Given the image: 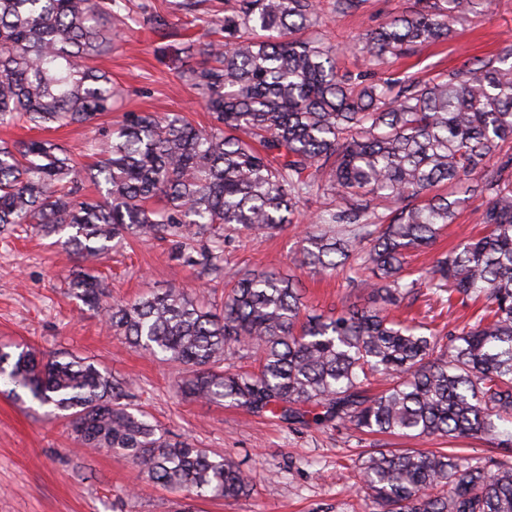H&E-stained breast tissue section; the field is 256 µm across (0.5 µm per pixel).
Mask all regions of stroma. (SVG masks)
Returning <instances> with one entry per match:
<instances>
[{
  "instance_id": "1",
  "label": "stroma",
  "mask_w": 512,
  "mask_h": 512,
  "mask_svg": "<svg viewBox=\"0 0 512 512\" xmlns=\"http://www.w3.org/2000/svg\"><path fill=\"white\" fill-rule=\"evenodd\" d=\"M180 3L127 0L129 17L119 26L110 53L94 61L122 93L117 111L99 119L103 130H110L125 111L161 116L178 112L192 123L209 124L202 100L181 77L188 63L183 47L188 38L209 35L215 16L224 12V0H200L192 12L182 10ZM414 3L365 0L357 12L340 14L335 0H319L318 22L311 32L336 45L342 68L369 82L405 71L430 79L491 57L512 42V0H491L487 8L456 24L447 41L379 62L351 54L360 35ZM92 137L90 128L80 124L50 130L0 125V140L51 139L69 147L84 177L95 161L88 148ZM324 207V198L313 196L302 206L297 223L275 235L239 234L224 246L225 275L254 269L298 275L305 303L319 313L361 299L360 286L344 275L312 274L295 262L301 231ZM480 210V199H471L436 244L413 257V266L428 265L477 232ZM173 252L167 239H135L117 247L99 267L113 299L130 301L173 283L194 296L220 299L222 286L201 275L198 267L175 259ZM77 263L76 256L30 230L0 234V343H28L78 356L131 382L135 403L152 422L171 435L190 437L198 447L234 458L252 490L239 500L224 501L141 483L136 462L105 451L90 453L65 421L50 416L48 407L0 393V512H179L186 505L193 512H369L358 474L369 452L428 448L425 439L366 434L333 424L302 426L182 400L172 388L178 372L174 364L130 348L107 332L96 311L68 295L59 275ZM471 314L464 306L441 313L424 288L410 309L398 311L399 317H414L434 331L461 329Z\"/></svg>"
}]
</instances>
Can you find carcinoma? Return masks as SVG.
I'll use <instances>...</instances> for the list:
<instances>
[{"mask_svg": "<svg viewBox=\"0 0 512 512\" xmlns=\"http://www.w3.org/2000/svg\"><path fill=\"white\" fill-rule=\"evenodd\" d=\"M354 45L364 58L444 40L488 0H418ZM123 0H0V125L52 129L112 112V80L89 65L112 46ZM318 0H224V40L184 47L183 70L208 127L178 113L126 112L80 194L73 153L46 139L0 146V233L29 224L83 261L129 238L171 237L175 255L221 277L208 245L296 222L306 195L340 202L300 238L298 266L364 273V303L306 308L298 279L275 269L230 283L221 312L172 285L116 302L83 265L68 292L136 350L175 364L185 398L301 424L512 447V44L423 79L358 85L330 44L304 38ZM487 234L408 271L470 198ZM384 203L389 213L376 216ZM440 302L483 301L468 330L426 335L391 316L420 286ZM255 371L224 370L240 348ZM389 380L377 393L367 385ZM0 381L67 421L92 450L118 452L144 478L197 497L238 499L249 480L231 457L172 439L134 407L128 386L86 360L0 343ZM362 489L382 512H512V456L464 462L445 448L374 452Z\"/></svg>", "mask_w": 512, "mask_h": 512, "instance_id": "cac0c4a2", "label": "carcinoma"}]
</instances>
